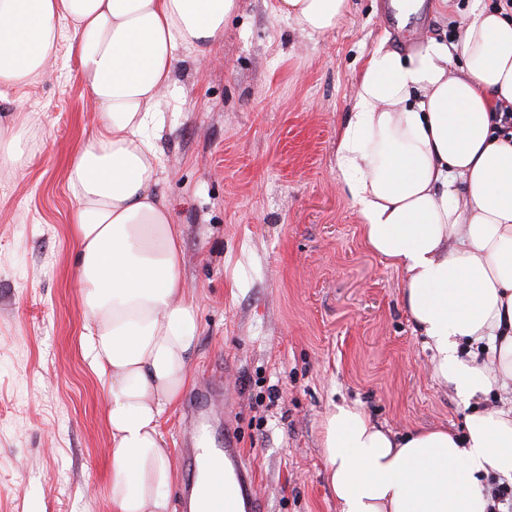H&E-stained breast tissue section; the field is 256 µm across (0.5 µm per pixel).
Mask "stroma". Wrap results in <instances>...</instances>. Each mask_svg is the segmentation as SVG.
I'll return each mask as SVG.
<instances>
[{
  "label": "stroma",
  "mask_w": 512,
  "mask_h": 512,
  "mask_svg": "<svg viewBox=\"0 0 512 512\" xmlns=\"http://www.w3.org/2000/svg\"><path fill=\"white\" fill-rule=\"evenodd\" d=\"M475 0L398 28L384 0H351L308 35L275 0H240L212 53H180L154 132L157 189L182 231V276L198 303L190 382L161 430L181 507L188 402L222 394L201 429L235 431L266 512H336L323 422L355 406L403 434L461 431L473 408L431 375L403 306V275L367 246L336 165L357 79L378 44L403 53L459 34ZM69 38L51 78L0 99V132L29 115V162L0 175V512H112L106 393L82 350L84 312L68 224L66 168L95 129Z\"/></svg>",
  "instance_id": "stroma-1"
}]
</instances>
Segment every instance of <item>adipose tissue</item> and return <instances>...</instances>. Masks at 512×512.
<instances>
[{
	"instance_id": "obj_1",
	"label": "adipose tissue",
	"mask_w": 512,
	"mask_h": 512,
	"mask_svg": "<svg viewBox=\"0 0 512 512\" xmlns=\"http://www.w3.org/2000/svg\"><path fill=\"white\" fill-rule=\"evenodd\" d=\"M238 0H0V90L43 77L64 30L98 112L67 171L85 358L107 395L112 512H171L160 429L190 380L196 296L181 230L157 194L149 134L179 52L207 55ZM348 0H276L301 32L335 30ZM461 58L452 69L453 58ZM512 15L474 7L458 44L378 46L338 135L342 187L370 249L405 276L403 305L432 373L463 401L512 384ZM337 512H486L512 478V402L466 430L402 435L354 406L325 417ZM495 482L497 484L502 482L510 484L512 480L511 478H503L495 474L494 472H489L485 484L487 491L491 492V499L493 500L494 503L488 506V510L493 512H512V489L510 490V494L509 489L506 485L492 490V487H494L493 483ZM499 505H506L507 510H500Z\"/></svg>"
}]
</instances>
